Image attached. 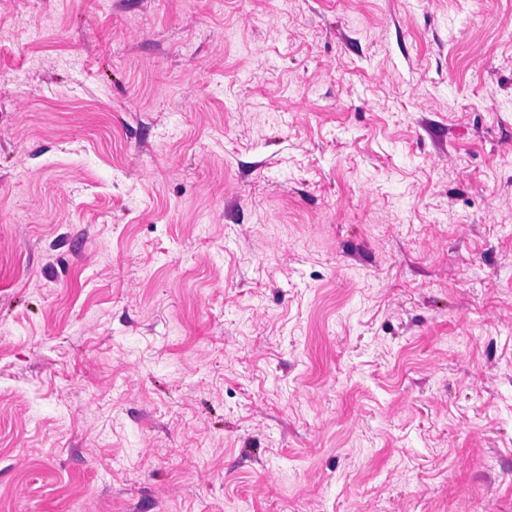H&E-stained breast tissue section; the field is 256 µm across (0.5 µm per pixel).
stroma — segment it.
Returning a JSON list of instances; mask_svg holds the SVG:
<instances>
[{
	"label": "stroma",
	"mask_w": 512,
	"mask_h": 512,
	"mask_svg": "<svg viewBox=\"0 0 512 512\" xmlns=\"http://www.w3.org/2000/svg\"><path fill=\"white\" fill-rule=\"evenodd\" d=\"M0 512H512V0H0Z\"/></svg>",
	"instance_id": "1"
}]
</instances>
